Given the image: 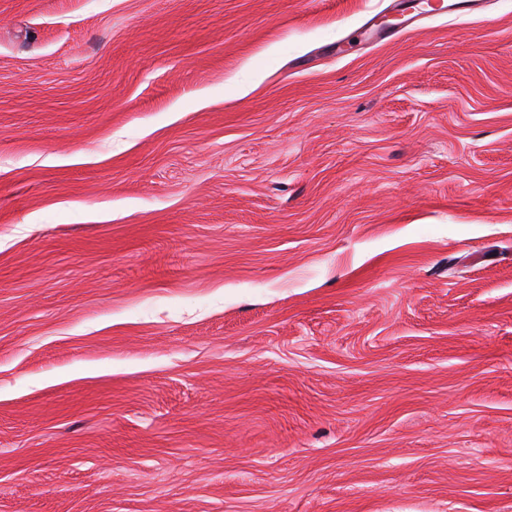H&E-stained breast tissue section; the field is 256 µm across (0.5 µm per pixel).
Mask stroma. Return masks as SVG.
Segmentation results:
<instances>
[{
    "label": "stroma",
    "instance_id": "stroma-1",
    "mask_svg": "<svg viewBox=\"0 0 512 512\" xmlns=\"http://www.w3.org/2000/svg\"><path fill=\"white\" fill-rule=\"evenodd\" d=\"M0 0V512H512V0ZM423 2L426 4L422 5ZM445 1H429V0H421L417 3H412L407 0L393 1L391 10L397 11L401 10V15L404 18L407 15H410L416 12L415 15L403 19L399 24H407L419 17L422 16H433V15H442L445 13L455 12L457 10H468L470 12L474 11H483L485 8V4L487 1L485 0H461L458 3L445 4Z\"/></svg>",
    "mask_w": 512,
    "mask_h": 512
}]
</instances>
